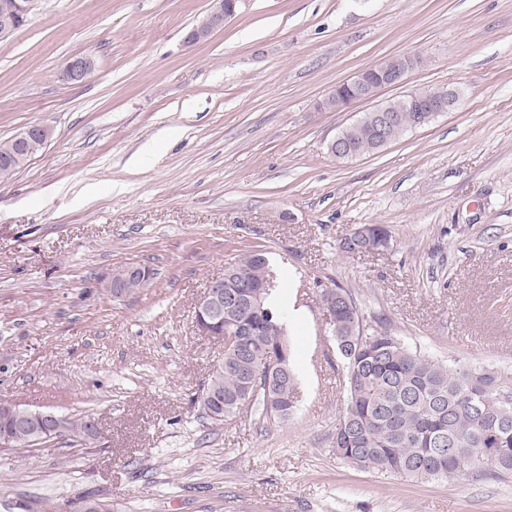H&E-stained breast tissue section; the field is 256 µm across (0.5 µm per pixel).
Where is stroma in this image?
Listing matches in <instances>:
<instances>
[{"mask_svg":"<svg viewBox=\"0 0 512 512\" xmlns=\"http://www.w3.org/2000/svg\"><path fill=\"white\" fill-rule=\"evenodd\" d=\"M211 0H41L0 44V141L47 145L0 180V399L89 413L96 444L0 449V512H512V478L426 481L336 457L344 368L319 295L434 359L512 367V0H244L202 44ZM95 66L79 83L70 57ZM391 56L381 100L459 89L458 110L340 161L364 112L318 109ZM361 224L387 248L344 255ZM284 301L287 420L214 423L192 404L224 357L195 306L242 251ZM154 272L114 298L113 270ZM93 60L87 56H76L68 60L65 64L62 74L63 77L71 83L82 82L88 72L93 69Z\"/></svg>","mask_w":512,"mask_h":512,"instance_id":"1","label":"stroma"}]
</instances>
